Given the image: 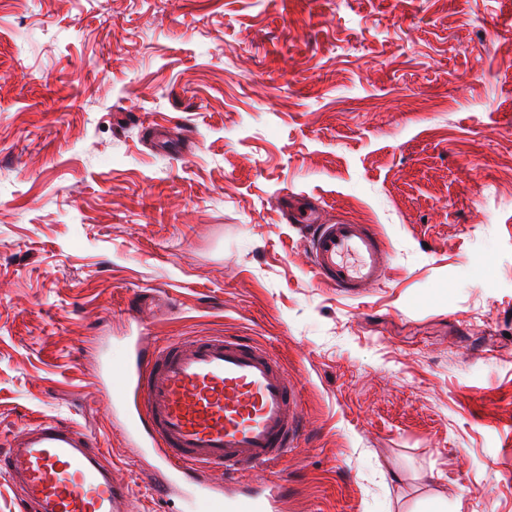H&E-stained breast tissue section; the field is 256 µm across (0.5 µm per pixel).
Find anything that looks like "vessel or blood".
I'll use <instances>...</instances> for the list:
<instances>
[{
	"instance_id": "vessel-or-blood-1",
	"label": "vessel or blood",
	"mask_w": 512,
	"mask_h": 512,
	"mask_svg": "<svg viewBox=\"0 0 512 512\" xmlns=\"http://www.w3.org/2000/svg\"><path fill=\"white\" fill-rule=\"evenodd\" d=\"M282 209L309 227L319 279L354 295L382 278L389 250L373 226L326 221L305 201ZM118 372L112 411L132 445L163 467V497L202 498L211 512H281L287 486L252 480L304 433L299 392L276 354L238 336L140 330ZM0 476L19 490L24 512H130L126 485L92 438L57 419L18 430L0 451Z\"/></svg>"
}]
</instances>
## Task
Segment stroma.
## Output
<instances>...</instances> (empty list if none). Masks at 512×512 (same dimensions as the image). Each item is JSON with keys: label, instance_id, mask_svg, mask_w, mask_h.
Segmentation results:
<instances>
[{"label": "stroma", "instance_id": "35a3bbf8", "mask_svg": "<svg viewBox=\"0 0 512 512\" xmlns=\"http://www.w3.org/2000/svg\"><path fill=\"white\" fill-rule=\"evenodd\" d=\"M288 196L380 283H322ZM149 292L285 363L283 512H512V0H0V450L75 423L168 512L99 370ZM282 209L289 221L306 223L310 262L317 277L336 290L357 294L377 283L389 261L386 243L370 224L326 221L320 209L309 202L287 198Z\"/></svg>", "mask_w": 512, "mask_h": 512}]
</instances>
